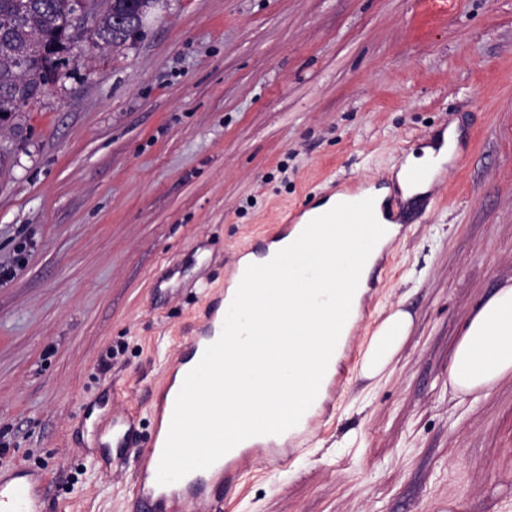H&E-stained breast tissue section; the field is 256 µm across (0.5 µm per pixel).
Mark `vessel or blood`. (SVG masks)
Listing matches in <instances>:
<instances>
[{
	"instance_id": "1",
	"label": "vessel or blood",
	"mask_w": 512,
	"mask_h": 512,
	"mask_svg": "<svg viewBox=\"0 0 512 512\" xmlns=\"http://www.w3.org/2000/svg\"><path fill=\"white\" fill-rule=\"evenodd\" d=\"M228 309L227 303L217 304L205 324L187 336V353L168 367L157 404L158 412L164 418L172 417L186 375L199 363L206 348L220 337ZM133 431L132 414L109 412L101 445L105 448L127 447ZM166 439V431H156L148 446L139 449L134 459L135 480L131 492L138 502L147 505L149 512H197L209 499L210 480L237 479L247 454H259L268 465L279 464L282 460L278 436H255L242 441L207 468L205 477H185L161 485L157 482V472ZM47 480L45 473L25 465L18 466L9 478L0 477V512H38L41 487Z\"/></svg>"
}]
</instances>
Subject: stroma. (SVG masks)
<instances>
[{"mask_svg": "<svg viewBox=\"0 0 512 512\" xmlns=\"http://www.w3.org/2000/svg\"><path fill=\"white\" fill-rule=\"evenodd\" d=\"M0 134V469L49 474L44 512H141L132 465L100 474L84 410L156 384L276 205L388 183L448 126L460 155L400 206L314 438L242 472L222 512H507L512 380L456 396L448 365L481 301L512 280V0H162L120 50L75 44ZM413 316L382 377L356 354ZM117 363L99 369L107 351Z\"/></svg>", "mask_w": 512, "mask_h": 512, "instance_id": "35a3bbf8", "label": "stroma"}]
</instances>
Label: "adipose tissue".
I'll use <instances>...</instances> for the list:
<instances>
[{"instance_id": "obj_1", "label": "adipose tissue", "mask_w": 512, "mask_h": 512, "mask_svg": "<svg viewBox=\"0 0 512 512\" xmlns=\"http://www.w3.org/2000/svg\"><path fill=\"white\" fill-rule=\"evenodd\" d=\"M458 134L448 129L439 148H424L422 155H409L396 175L404 198L425 194L429 182L410 183L414 170H430L438 174L443 164L451 160L457 147ZM374 205L375 220L370 224H343L339 227L336 247L349 257H364L374 264L388 236L397 235V224L388 223L384 204L388 194L384 188L366 191ZM388 225V236H381L380 225ZM412 328V318L402 310L392 311L376 328L362 354L361 371L377 378L401 350ZM512 376V285L496 289L468 319L457 341L448 365V383L461 397L486 393L499 382Z\"/></svg>"}]
</instances>
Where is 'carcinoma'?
Returning <instances> with one entry per match:
<instances>
[{
  "label": "carcinoma",
  "mask_w": 512,
  "mask_h": 512,
  "mask_svg": "<svg viewBox=\"0 0 512 512\" xmlns=\"http://www.w3.org/2000/svg\"><path fill=\"white\" fill-rule=\"evenodd\" d=\"M28 15L12 28L0 29V86L23 65L26 81L10 93L0 91V114L15 116L45 86L56 79L52 49L69 39V0H32ZM111 17L93 24V46L119 49L123 46L121 25L149 13L154 0H107Z\"/></svg>",
  "instance_id": "1"
}]
</instances>
